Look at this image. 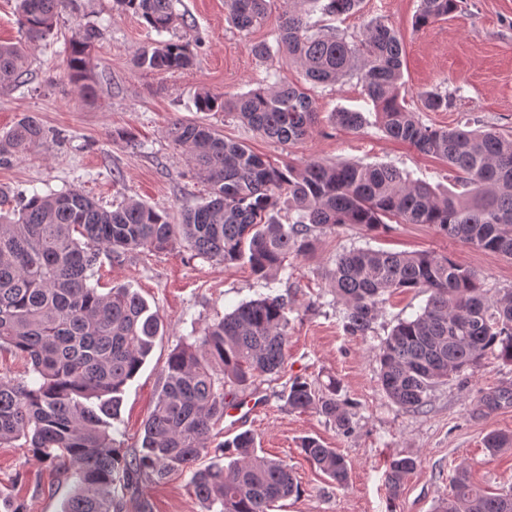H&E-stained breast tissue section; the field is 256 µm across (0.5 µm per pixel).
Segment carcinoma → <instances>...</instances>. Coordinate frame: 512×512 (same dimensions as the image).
Wrapping results in <instances>:
<instances>
[{
  "label": "carcinoma",
  "instance_id": "obj_1",
  "mask_svg": "<svg viewBox=\"0 0 512 512\" xmlns=\"http://www.w3.org/2000/svg\"><path fill=\"white\" fill-rule=\"evenodd\" d=\"M177 2L113 0L158 33L175 27ZM65 3L18 0L24 42L0 43L1 89L23 83L25 44L54 34ZM268 3L224 0L227 20L241 31L258 27L267 19ZM359 3L288 0L278 49L314 84L333 85L359 72L381 131L446 161L455 190L440 193L387 165H273L209 125L177 120L168 136L186 150L196 175L210 186L208 200L186 212L179 224L166 211L135 199L108 209L77 189L16 198L0 192V349L22 356L32 373L29 382L0 378V444L23 438L35 455L70 471L75 486L64 512H121L118 492L179 471L191 473L194 493L208 512H272L276 503L301 493L288 465L258 455L248 431L210 448L226 400L284 367L288 302L267 295L242 303L193 342L173 349L141 445L129 452L117 445L110 420L118 414L125 386L151 353L162 322L128 288L98 292L92 280L101 255L118 259L140 248L178 247L226 267L246 259L258 278L271 280L288 269L289 257L313 249L315 232L342 224L374 227L395 218L402 224H431L446 238L512 258V135L419 121L403 104V39L385 21L369 23L363 38L349 41L308 20V5L319 4L322 13L336 18ZM457 8L458 0H420L415 28ZM100 35L96 23L79 24L66 47L70 80L90 99L98 93L92 51ZM135 65L147 72L175 71L189 67L191 56L184 44L168 41L142 50ZM195 106L199 112H228L280 145L300 142L317 122L308 94L279 79L232 99L202 90ZM332 120L353 131L364 123L356 111L336 112ZM45 135L32 116L0 132V165L25 156ZM328 280L343 304L341 320L351 336L368 335L384 296L429 293L422 312L398 321L376 354L381 389L402 410L422 409L438 384L490 356L512 364V289L488 296L474 270L446 255L357 249L336 258ZM339 391L334 378L322 390L297 378L288 389V406L313 409L347 432L351 420ZM484 447L493 456L511 450L512 435L491 433ZM300 448L313 467L336 485H347L348 463L336 449L313 437L302 439ZM212 453L228 462L196 467ZM417 465L413 456L390 461L392 495ZM435 512H512V486L488 493L461 467Z\"/></svg>",
  "mask_w": 512,
  "mask_h": 512
}]
</instances>
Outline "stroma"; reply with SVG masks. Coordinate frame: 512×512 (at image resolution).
Segmentation results:
<instances>
[{
	"instance_id": "obj_1",
	"label": "stroma",
	"mask_w": 512,
	"mask_h": 512,
	"mask_svg": "<svg viewBox=\"0 0 512 512\" xmlns=\"http://www.w3.org/2000/svg\"><path fill=\"white\" fill-rule=\"evenodd\" d=\"M419 4L362 0L357 11L342 18L316 11L310 20L335 27L351 40L361 38L371 20L384 19L403 38L407 101L424 124L512 133V0H459L454 14L418 30L413 22ZM287 8L288 0H272L268 21L242 32L228 23L224 0H180L176 10L182 18L176 28L157 33L137 16L116 10L113 0H73L60 14L54 35L30 46L27 85L0 89V131L32 116L48 132L46 142L26 158L0 165V191L15 196L78 189L106 206L135 198L180 221L184 210L203 203L207 187L191 170L184 150L166 135L178 119L210 125L278 165L310 160L387 164L412 180L451 186L446 163L384 135L356 75L314 88L318 122L290 148L223 113L197 111L194 96L202 88L230 97L257 88L270 71L282 80L300 81V67L284 55L262 59L251 52L254 43H274L277 20ZM97 21L103 32L93 51L99 93L90 101L71 83L63 60L73 28ZM169 40L187 44L194 56L190 69L153 73L136 67L140 50ZM426 91L447 95V109H424L420 95ZM342 109L363 113L360 131L332 123V113ZM359 247L445 254L477 270L489 295L512 289V259L442 237L429 224L393 220L373 229L347 224L316 232L312 252L289 258L287 272L270 283L257 278L247 263L227 267L175 250L141 249L119 262L102 258V288L122 286L139 293L163 322L151 356L122 395L113 422L117 442L127 449L138 446L167 358L180 339L199 335L241 303L271 294L291 307L287 363L280 373L258 378L238 393V402L254 403V413L222 421L213 440L248 431L256 437L259 454L288 464L301 493L285 500L281 512H434L463 465L484 488L511 486L512 451L488 455L483 441L493 431L512 434V401L493 409L484 405L486 396L512 390V365L485 359L462 377L438 385L419 412L392 404L378 381L377 349L398 320L420 312L427 296L418 291L389 296L371 336L347 335L327 273L337 255ZM331 377L340 383L341 398L353 404L346 433L316 411L291 410L286 400L294 379L320 385ZM305 437L317 438L346 458L347 487H337L305 460L300 450ZM398 455L417 457L419 464L394 496L387 470ZM189 480V473L174 472L163 481L145 483L138 500H126L122 512H138L140 500L150 512H206ZM73 489L60 466L34 456L23 441L0 447V493L23 512H62Z\"/></svg>"
}]
</instances>
